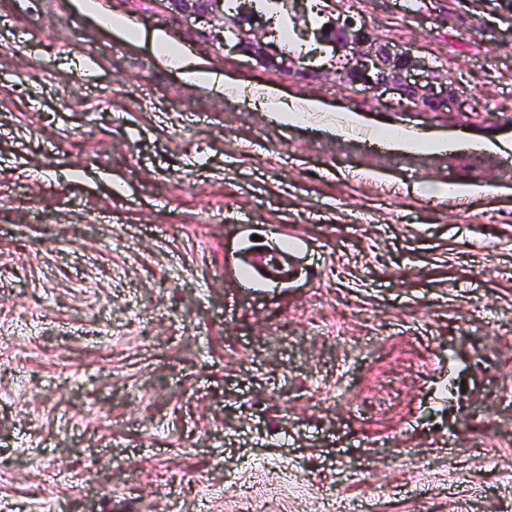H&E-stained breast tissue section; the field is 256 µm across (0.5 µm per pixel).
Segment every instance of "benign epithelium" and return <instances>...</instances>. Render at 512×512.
Masks as SVG:
<instances>
[{
    "label": "benign epithelium",
    "mask_w": 512,
    "mask_h": 512,
    "mask_svg": "<svg viewBox=\"0 0 512 512\" xmlns=\"http://www.w3.org/2000/svg\"><path fill=\"white\" fill-rule=\"evenodd\" d=\"M167 3L181 15L205 19L212 39L224 50L248 58L259 68L273 69L304 81L331 78L372 97L391 91L424 112H439L458 97L434 71L424 72V65L412 50L391 47L364 20L336 13L329 7L331 0H323L319 6L327 19L323 29L298 28L303 40L311 39L329 48V58L320 66L313 65L312 54L299 57L284 47L272 48L262 17L246 8L230 17L224 12V0H167Z\"/></svg>",
    "instance_id": "obj_1"
}]
</instances>
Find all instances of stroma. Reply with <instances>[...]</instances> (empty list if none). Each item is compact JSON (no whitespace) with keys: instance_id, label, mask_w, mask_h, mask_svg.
<instances>
[{"instance_id":"1","label":"stroma","mask_w":512,"mask_h":512,"mask_svg":"<svg viewBox=\"0 0 512 512\" xmlns=\"http://www.w3.org/2000/svg\"><path fill=\"white\" fill-rule=\"evenodd\" d=\"M95 2L0 0V512H512V207L418 192L512 188L478 148L512 140V0H336L447 72L440 112ZM156 30L224 84L451 146L281 124ZM283 227L277 278L257 254ZM151 43L157 50L161 58L171 63L176 62L181 67L184 75L195 82L218 85L219 78L208 70L200 68L198 65L191 63L184 52L174 45L168 37L160 31H156L151 35ZM277 235L281 241V244L277 248L266 250L264 253V260L272 265H278L281 259H285L290 256L300 241L299 238L288 234V230L277 232Z\"/></svg>"}]
</instances>
